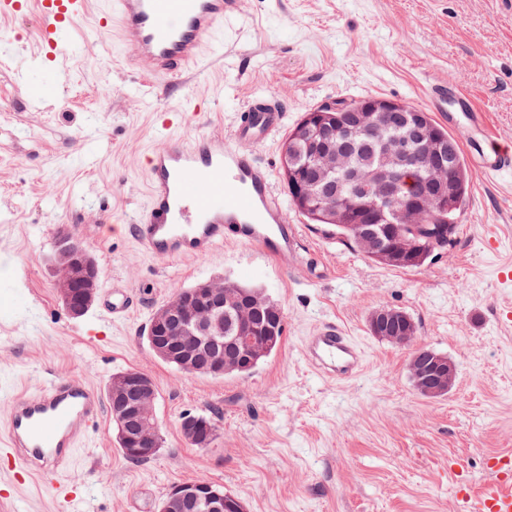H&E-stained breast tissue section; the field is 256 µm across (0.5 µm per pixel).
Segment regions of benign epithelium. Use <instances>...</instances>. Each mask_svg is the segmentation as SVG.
<instances>
[{
	"label": "benign epithelium",
	"mask_w": 512,
	"mask_h": 512,
	"mask_svg": "<svg viewBox=\"0 0 512 512\" xmlns=\"http://www.w3.org/2000/svg\"><path fill=\"white\" fill-rule=\"evenodd\" d=\"M409 108L382 97L338 102L324 106L298 124L282 148L281 161L288 181L299 175L305 179L297 188L301 207L327 224H347L358 206L382 223L393 212L411 230L427 223L430 205L448 209L455 199L450 163L457 154L453 140L432 132L427 118L415 110L407 121ZM411 128L381 148L379 161L371 168L348 166L347 150L377 136L381 125ZM359 189L353 201L340 199L336 172ZM384 262L404 263L409 252L404 241L378 253ZM56 290L68 314L83 316L96 302L100 271L94 259L77 241L61 240L57 254ZM265 300L250 296L240 300L231 281H205L176 292L154 311L148 327L152 351L163 360L176 363L183 371L211 376L224 374L225 353L240 362L252 361L267 352L272 334L259 336L254 313ZM233 311L236 325L224 327V313ZM374 335L383 338L402 328L396 342L405 345L414 339L410 325H401L400 313L380 309L368 321ZM410 369L419 390L435 397L450 391L456 376L455 363L443 356L427 361L413 360ZM107 395L112 418L118 427L122 447L134 455H153L159 447V431L154 417L157 388L150 375L127 370L112 376ZM185 440L208 448L215 439L214 425L201 417L185 416L181 422ZM162 512L175 507L188 509L201 500L213 503L215 512L225 509L224 497L212 484L196 480L173 486Z\"/></svg>",
	"instance_id": "benign-epithelium-1"
}]
</instances>
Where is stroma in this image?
Instances as JSON below:
<instances>
[{
	"label": "stroma",
	"mask_w": 512,
	"mask_h": 512,
	"mask_svg": "<svg viewBox=\"0 0 512 512\" xmlns=\"http://www.w3.org/2000/svg\"><path fill=\"white\" fill-rule=\"evenodd\" d=\"M90 2L57 63L39 56L37 12L0 18V419L47 371L103 391L113 374L139 370L157 387L161 447L127 460L104 416L54 480L0 473V512H158L171 487L202 477L246 512H460L456 473L482 485L484 458L512 453V172L471 171L456 236L419 268L375 263L290 206L300 242L277 261L232 242L159 259L130 226L148 201L144 154L164 144L161 113L191 140L231 132L259 95L279 101L292 127L366 96L426 111L439 80L467 92L512 145V0H240L199 73L150 97L120 65L117 37L96 30L106 0ZM44 86L50 94L32 102L30 89ZM64 230L98 264L101 293L131 294L127 316L111 320L100 301L68 315L54 287ZM219 279L277 302L282 342L244 376L177 371L151 351L149 320L178 289ZM382 306L414 319V347L456 363L446 396L414 388V347L370 334ZM327 322L363 350L358 378L338 382L307 364L303 339ZM188 414L210 417L211 447L184 440ZM72 489L82 495L69 503Z\"/></svg>",
	"instance_id": "stroma-1"
}]
</instances>
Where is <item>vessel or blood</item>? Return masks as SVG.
<instances>
[{
	"label": "vessel or blood",
	"mask_w": 512,
	"mask_h": 512,
	"mask_svg": "<svg viewBox=\"0 0 512 512\" xmlns=\"http://www.w3.org/2000/svg\"><path fill=\"white\" fill-rule=\"evenodd\" d=\"M239 0H111L96 24L118 29L121 61L133 75L148 73L166 85L180 83L198 67L225 20L236 17ZM87 0H0V17L37 10L41 46L61 56V35L85 12ZM434 111L465 113L470 126L491 138L487 117L468 94L436 81L428 87ZM286 114L271 100L256 98L240 112L229 136L200 135L193 141L168 137L148 158L150 193L131 232L147 253L163 259L202 256L219 244L256 247L277 259L297 244L270 170L254 153L256 143L278 133ZM475 166L484 176L512 171V152L482 148ZM306 360L321 374L356 377L363 352L339 326L326 323L304 341ZM105 413L98 389L75 377L52 375L35 393L16 395L9 409L0 462L14 478L48 480L66 471L79 442ZM491 484H462V512H512V455L488 456Z\"/></svg>",
	"instance_id": "obj_1"
}]
</instances>
